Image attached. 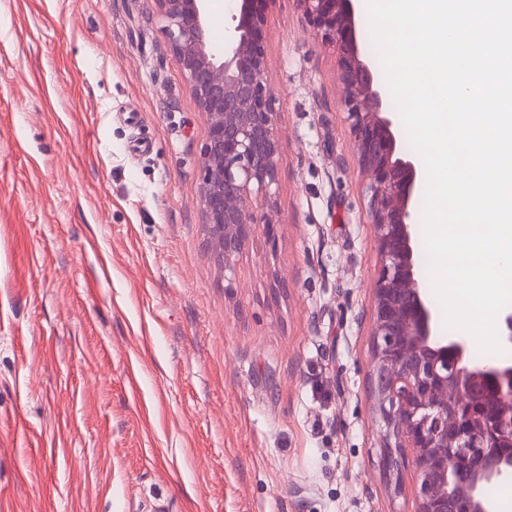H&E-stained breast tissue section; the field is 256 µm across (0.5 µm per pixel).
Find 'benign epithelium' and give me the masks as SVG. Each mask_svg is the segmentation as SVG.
<instances>
[{
	"mask_svg": "<svg viewBox=\"0 0 512 512\" xmlns=\"http://www.w3.org/2000/svg\"><path fill=\"white\" fill-rule=\"evenodd\" d=\"M169 50L205 115L200 192L211 246L224 245V288L263 229L277 248L278 177L263 29L275 0H239L224 54L207 41V0H153ZM305 18L338 42L346 121L369 179L370 220L381 269L375 284L369 374L383 424L384 463L415 467L417 512H491L484 487L512 480V363H472L468 340L444 337L422 281L416 251L419 162L403 149L389 97L361 44L354 0H296Z\"/></svg>",
	"mask_w": 512,
	"mask_h": 512,
	"instance_id": "1",
	"label": "benign epithelium"
}]
</instances>
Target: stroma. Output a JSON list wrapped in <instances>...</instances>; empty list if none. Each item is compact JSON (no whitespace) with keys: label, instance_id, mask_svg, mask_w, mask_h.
<instances>
[{"label":"stroma","instance_id":"obj_1","mask_svg":"<svg viewBox=\"0 0 512 512\" xmlns=\"http://www.w3.org/2000/svg\"><path fill=\"white\" fill-rule=\"evenodd\" d=\"M153 9L0 0V512H417L369 389L379 243L337 45L276 0L280 240L230 296Z\"/></svg>","mask_w":512,"mask_h":512}]
</instances>
